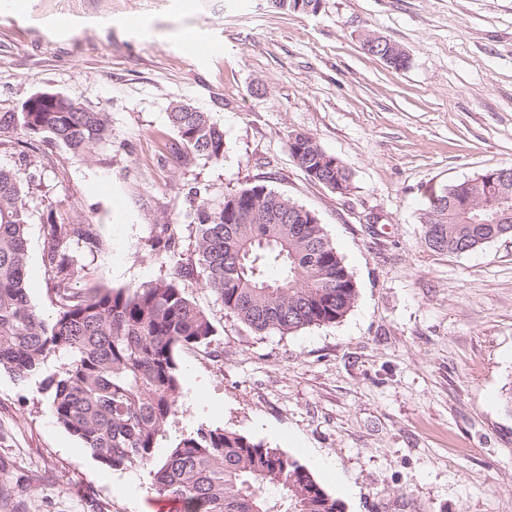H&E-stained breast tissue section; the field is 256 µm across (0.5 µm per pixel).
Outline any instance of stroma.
<instances>
[{
  "instance_id": "stroma-1",
  "label": "stroma",
  "mask_w": 512,
  "mask_h": 512,
  "mask_svg": "<svg viewBox=\"0 0 512 512\" xmlns=\"http://www.w3.org/2000/svg\"><path fill=\"white\" fill-rule=\"evenodd\" d=\"M369 33L404 49L408 68L369 55ZM191 37L205 52L186 53ZM39 91L112 125L88 155L43 137L0 144V166L35 182L26 271L44 313L48 216L100 238L78 289L118 288L196 259L198 204L249 183L313 211L357 283L342 321L280 336L252 333L183 280L216 334L178 353L170 436L224 427L282 449L344 512H512V237L437 254L420 221L448 185L512 165V0H323L315 13L23 0L0 11V112ZM180 102L223 126V161L181 151L168 119ZM297 132L348 168L349 194L310 180L289 150ZM164 224L178 227L173 248L148 247ZM0 464V512H156L147 471L99 463L37 383L4 369Z\"/></svg>"
}]
</instances>
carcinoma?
Returning <instances> with one entry per match:
<instances>
[{
	"label": "carcinoma",
	"instance_id": "obj_1",
	"mask_svg": "<svg viewBox=\"0 0 512 512\" xmlns=\"http://www.w3.org/2000/svg\"><path fill=\"white\" fill-rule=\"evenodd\" d=\"M179 144L207 161L224 159V131L208 112H171ZM16 135L46 136L89 154L112 137L105 112H0V143ZM290 152L318 183L350 191L351 173L324 161L303 133ZM491 167L449 185L421 217L425 246L463 254L512 237L511 224L491 220L502 202L486 193ZM245 204L248 224L230 223L229 208ZM27 210L19 172L0 167V368L24 382L41 377L56 422L114 470L148 471L150 490L179 512H343L311 471L279 448L236 431L203 427L168 438L182 393L177 352L208 345L216 328L180 286L196 275L224 311L258 334L287 335L343 320L357 284L312 211L264 184H248L204 202L195 212L197 260L170 276L136 286L74 283L91 275L72 252L100 248L91 224L45 225L44 266L54 313L31 303L26 281ZM167 450L158 455L163 441Z\"/></svg>",
	"mask_w": 512,
	"mask_h": 512
}]
</instances>
